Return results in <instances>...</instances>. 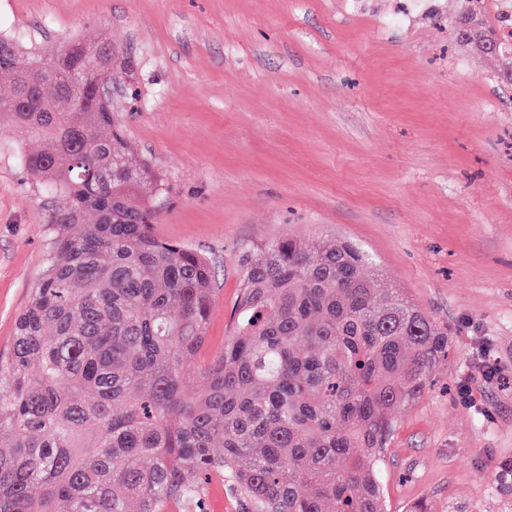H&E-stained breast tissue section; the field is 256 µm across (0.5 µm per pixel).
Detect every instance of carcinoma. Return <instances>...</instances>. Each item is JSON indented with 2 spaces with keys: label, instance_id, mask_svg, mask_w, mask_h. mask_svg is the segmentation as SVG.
Returning <instances> with one entry per match:
<instances>
[{
  "label": "carcinoma",
  "instance_id": "1",
  "mask_svg": "<svg viewBox=\"0 0 512 512\" xmlns=\"http://www.w3.org/2000/svg\"><path fill=\"white\" fill-rule=\"evenodd\" d=\"M460 42L511 58L485 0ZM0 60V117L46 142L20 154L60 206L45 275L0 356V512L202 510L224 480L242 512H385L378 462L397 410L451 352L448 328L375 288L351 242L279 238L243 251L224 349L198 362L216 295L210 258L153 232L163 179L80 92L116 68L112 41L66 39ZM77 46L68 65L56 48ZM202 377L203 385L192 382Z\"/></svg>",
  "mask_w": 512,
  "mask_h": 512
}]
</instances>
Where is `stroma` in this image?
Instances as JSON below:
<instances>
[{
    "instance_id": "stroma-1",
    "label": "stroma",
    "mask_w": 512,
    "mask_h": 512,
    "mask_svg": "<svg viewBox=\"0 0 512 512\" xmlns=\"http://www.w3.org/2000/svg\"><path fill=\"white\" fill-rule=\"evenodd\" d=\"M457 0H0L24 43L111 38L138 96L112 97L163 177L155 234L202 250L220 352L243 250L345 237L373 285L447 326L452 356L399 410L379 463L386 512H512V86L461 45ZM0 125V352L43 277L54 201ZM498 368L482 383L480 347ZM470 385L462 402L459 385Z\"/></svg>"
}]
</instances>
